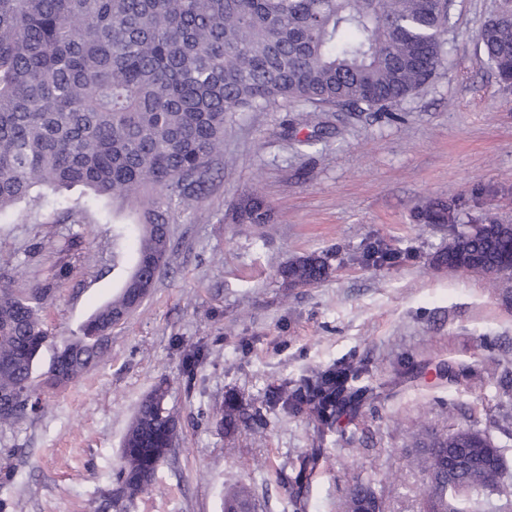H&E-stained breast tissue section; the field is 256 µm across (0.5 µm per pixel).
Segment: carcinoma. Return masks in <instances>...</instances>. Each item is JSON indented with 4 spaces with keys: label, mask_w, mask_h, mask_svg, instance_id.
Wrapping results in <instances>:
<instances>
[{
    "label": "carcinoma",
    "mask_w": 512,
    "mask_h": 512,
    "mask_svg": "<svg viewBox=\"0 0 512 512\" xmlns=\"http://www.w3.org/2000/svg\"><path fill=\"white\" fill-rule=\"evenodd\" d=\"M448 13L440 0H0V214L44 190L82 187L92 197L54 213V224H85L103 199L131 207L137 222L112 225V265L137 258L120 291L92 314L40 382L36 357L49 338L41 312L63 272L28 290L17 265L0 280V424L44 407L42 394L64 390L103 356L112 328L150 296L167 264L174 215L199 202L224 166V126L238 112L279 103L385 109L422 88L441 61L440 30ZM480 52L504 81L512 78V9L504 5L481 33ZM242 224H269L272 210L256 194L232 208ZM420 224L448 223V204L435 201L416 214ZM455 248L438 257L489 274L512 254V224L490 220L456 234ZM382 241L359 260L396 263ZM329 273L319 256L284 266L290 285H313ZM364 366L315 371L298 384L270 391L267 403L305 414L327 431L360 404L348 382ZM32 394L19 398L22 389ZM168 389L154 388L128 427L111 496L133 500L152 483L178 437L166 407ZM421 469L449 448H482L487 463L498 448L477 430H457L424 444ZM429 512L448 510V493L479 505L490 482L460 465L435 472ZM252 490L234 484L224 512ZM375 496L353 480L347 512Z\"/></svg>",
    "instance_id": "carcinoma-1"
}]
</instances>
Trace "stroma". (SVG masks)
<instances>
[{
    "instance_id": "1",
    "label": "stroma",
    "mask_w": 512,
    "mask_h": 512,
    "mask_svg": "<svg viewBox=\"0 0 512 512\" xmlns=\"http://www.w3.org/2000/svg\"><path fill=\"white\" fill-rule=\"evenodd\" d=\"M499 6L452 0L442 62L400 104L236 113L224 168L171 224L167 265L143 306L65 392L0 425V512H223L237 482L254 488L255 512H345L356 476L371 481L383 512H422L427 484L412 449L459 429L489 435L503 455L505 478L482 512L512 500V275L438 268L448 227L414 218L440 199L457 223L512 224V84L478 52ZM249 193L271 206L273 223L231 221ZM84 198L74 189L0 216V265L27 268L17 288L62 275L43 311L51 336L40 373L132 267L113 266L104 225L53 223L55 208ZM372 235L400 262H354ZM308 255L327 258L329 275L286 285L281 267ZM192 347L203 360L188 386L181 354ZM350 363L367 367L362 403L334 431L266 409L269 389ZM159 384L178 444L144 494L110 499L123 436ZM228 399L248 424L219 428L214 411ZM314 448L315 468L297 480L294 462Z\"/></svg>"
}]
</instances>
